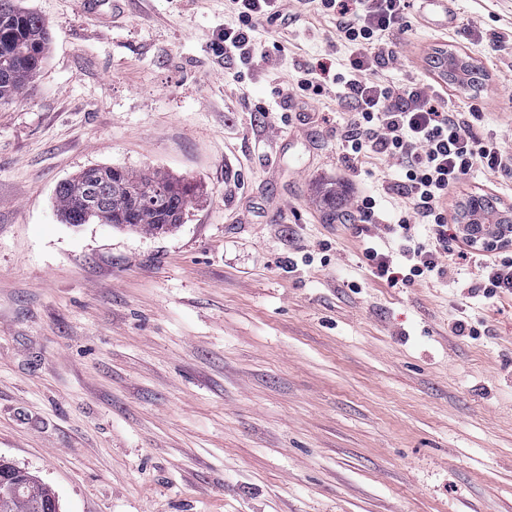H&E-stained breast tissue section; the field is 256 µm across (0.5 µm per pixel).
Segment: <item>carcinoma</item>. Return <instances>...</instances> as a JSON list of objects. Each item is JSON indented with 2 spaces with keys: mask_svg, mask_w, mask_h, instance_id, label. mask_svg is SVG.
<instances>
[{
  "mask_svg": "<svg viewBox=\"0 0 512 512\" xmlns=\"http://www.w3.org/2000/svg\"><path fill=\"white\" fill-rule=\"evenodd\" d=\"M51 31L44 19L18 7L16 0H0V100H9L22 93L41 69ZM437 68L444 79L464 90L475 86V66L466 56L441 53ZM144 187L161 192L163 204L144 206L127 212L125 187ZM345 195L340 183L322 185L315 201L328 221H336V201ZM56 198L61 219L67 224H89L98 221L95 210H105L112 224L136 232L164 233L181 223L193 198V187L175 181L160 170L121 168H87L77 177L60 183ZM462 218L468 224H510L512 208L500 207L487 196H471L463 204ZM30 482L37 486L45 512H59L55 492L38 477Z\"/></svg>",
  "mask_w": 512,
  "mask_h": 512,
  "instance_id": "carcinoma-1",
  "label": "carcinoma"
}]
</instances>
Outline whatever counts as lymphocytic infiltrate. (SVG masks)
Masks as SVG:
<instances>
[{
    "mask_svg": "<svg viewBox=\"0 0 512 512\" xmlns=\"http://www.w3.org/2000/svg\"><path fill=\"white\" fill-rule=\"evenodd\" d=\"M237 12L239 27L226 28L221 36L225 52L245 50L249 33L258 22L280 18L283 0H228ZM315 14L331 17L337 32L351 47L337 83L345 88L350 118L342 133L347 157L365 164L390 159L397 163L400 177L392 189L409 202L396 221L376 224V200L365 195L356 202L359 220L370 242L363 256L372 275L389 283L431 274H446L441 261L448 251L445 202L448 193L473 169H482L502 179L512 178V152L496 137L480 135L482 107L476 101L456 107L436 82L419 81L403 87L387 83L382 68L396 61L394 37L410 25L409 0H299ZM428 226L431 243L417 242L418 226ZM397 234L407 243L400 258L379 252L371 239L377 231ZM512 238H498L482 254L478 286L486 298L512 296V255L506 248ZM408 272L396 278L395 261Z\"/></svg>",
    "mask_w": 512,
    "mask_h": 512,
    "instance_id": "f902f5d3",
    "label": "lymphocytic infiltrate"
}]
</instances>
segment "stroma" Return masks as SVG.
<instances>
[{
  "label": "stroma",
  "mask_w": 512,
  "mask_h": 512,
  "mask_svg": "<svg viewBox=\"0 0 512 512\" xmlns=\"http://www.w3.org/2000/svg\"><path fill=\"white\" fill-rule=\"evenodd\" d=\"M52 31L31 86L0 102V456L62 512H512V298L453 264L375 279L317 183L402 205L398 173L348 161L349 109L305 71H342L331 19L287 8L225 56L227 0H19ZM416 17L390 84L434 80L435 49L485 71L481 133L512 149V0ZM482 31L465 42L464 27ZM93 165L196 188L166 234L63 223L54 191ZM512 206V181L474 170ZM469 332L458 333L457 321ZM345 195L343 185L340 183H327L322 185L315 194V201L323 210V214L328 221H336V201L341 200Z\"/></svg>",
  "instance_id": "1"
}]
</instances>
